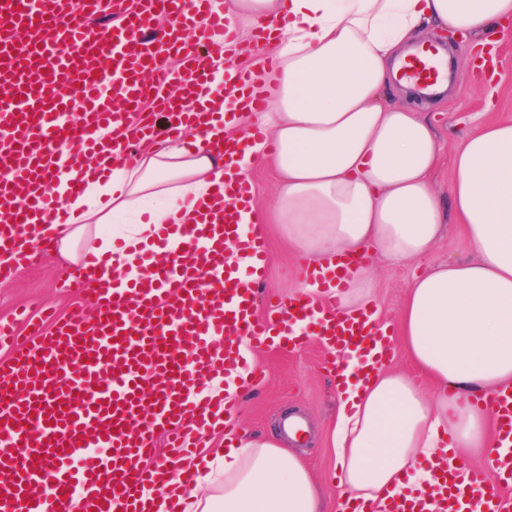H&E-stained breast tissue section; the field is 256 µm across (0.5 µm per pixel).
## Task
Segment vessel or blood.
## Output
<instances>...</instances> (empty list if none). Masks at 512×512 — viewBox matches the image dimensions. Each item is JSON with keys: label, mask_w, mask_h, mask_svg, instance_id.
Returning <instances> with one entry per match:
<instances>
[{"label": "vessel or blood", "mask_w": 512, "mask_h": 512, "mask_svg": "<svg viewBox=\"0 0 512 512\" xmlns=\"http://www.w3.org/2000/svg\"><path fill=\"white\" fill-rule=\"evenodd\" d=\"M170 26L154 39L159 20ZM234 32L214 0H0V264L9 279L32 257L26 239L33 219L64 223L67 211L48 189L54 166L74 170L69 191L85 186L81 157L98 156L99 175L112 171L103 151L112 147L125 165L137 156L130 131L147 128L151 114L168 118L166 135L187 124H210L213 99L208 61ZM182 54L185 75L162 70L160 55ZM155 70L157 80L140 79ZM76 96L63 100L60 84ZM224 88L241 109L263 110L272 94L253 75L229 71ZM112 127L111 145L95 137ZM213 207L192 228H175L180 246L153 252L150 268L127 284L109 281L82 310L49 322H31L25 337L0 321V512H144L146 490L165 496L177 512L196 477L200 432L238 436L236 409L208 387L214 375L258 381L241 340L254 349L303 345L296 323L321 337L329 350L371 353L379 331L371 311L340 317L307 295L259 298L268 244L245 234L239 221L252 210V185L229 174L212 193ZM235 259H228L225 245ZM100 263L91 259L64 280L68 292L86 291ZM265 302L267 316L257 313ZM496 433L512 441V391L493 394ZM168 451L158 454V436ZM105 456L84 462L86 449ZM436 505L416 499L391 512H512V456L484 468L462 467L444 477Z\"/></svg>", "instance_id": "b4317fda"}]
</instances>
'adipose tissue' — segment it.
<instances>
[{
  "mask_svg": "<svg viewBox=\"0 0 512 512\" xmlns=\"http://www.w3.org/2000/svg\"><path fill=\"white\" fill-rule=\"evenodd\" d=\"M232 27H266L276 58L263 79L272 104L241 113L231 138L260 128L237 158V174L272 166L281 187L266 209L291 248L335 271L339 258L372 251L387 264L425 263L405 292L403 349L416 376L369 370L351 356L341 386L332 449L343 497L383 512L388 501L435 485L421 461L461 464L462 449L494 456L489 391L512 386V121L470 132L451 154L455 177L442 206L432 176L444 151L431 122L385 99L404 47L427 26L489 44L512 17V0H224ZM52 183L69 218L40 225L35 242L70 262L103 260L126 280L167 229L187 223L199 199L224 180V162L179 141L144 148L134 166L90 177L69 193ZM465 231L471 260L429 263L447 219ZM375 265H351L329 287L338 313L367 308ZM432 383L424 391L416 382ZM182 498L183 512H329L315 474L272 440L246 436L218 448Z\"/></svg>",
  "mask_w": 512,
  "mask_h": 512,
  "instance_id": "adipose-tissue-1",
  "label": "adipose tissue"
}]
</instances>
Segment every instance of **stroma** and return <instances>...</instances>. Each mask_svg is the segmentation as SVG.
<instances>
[{
	"label": "stroma",
	"mask_w": 512,
	"mask_h": 512,
	"mask_svg": "<svg viewBox=\"0 0 512 512\" xmlns=\"http://www.w3.org/2000/svg\"><path fill=\"white\" fill-rule=\"evenodd\" d=\"M501 49L496 80L485 89H476V76H453L446 93L426 100L430 119L446 147H457L464 133L501 118H512V30L499 38ZM261 233L269 245L265 292L289 297L299 286V256L291 251L279 225L265 224ZM413 264L386 265L379 269L373 298L390 322H397L405 290L416 273ZM66 270L51 250H39L30 264L11 281L0 283V319L11 320L17 311L37 314L40 304H51L58 315L76 306L91 309L90 295H69L62 291ZM255 363L265 371L259 384L242 389L237 398V414L246 434L269 437L279 434V423L298 413L309 425L303 444L294 448L322 481L328 502H335L338 486L336 457L332 450V422L339 402L334 370L327 361V349L317 338H308L303 347L286 351L269 347L256 353Z\"/></svg>",
	"instance_id": "35a3bbf8"
}]
</instances>
